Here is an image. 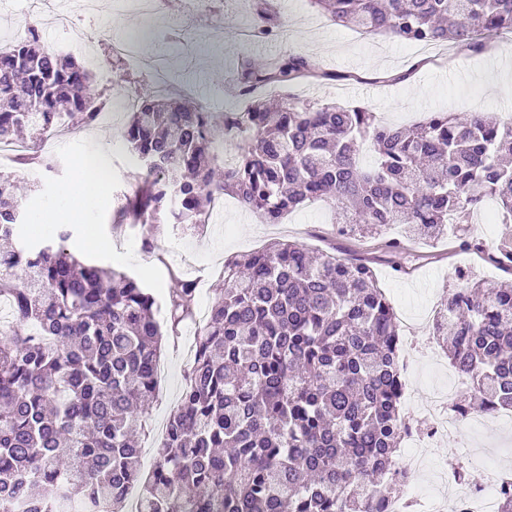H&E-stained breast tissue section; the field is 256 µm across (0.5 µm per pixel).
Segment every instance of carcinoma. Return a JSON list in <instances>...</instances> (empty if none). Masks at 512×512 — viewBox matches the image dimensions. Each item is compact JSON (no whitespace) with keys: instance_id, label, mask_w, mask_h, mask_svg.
Listing matches in <instances>:
<instances>
[{"instance_id":"1","label":"carcinoma","mask_w":512,"mask_h":512,"mask_svg":"<svg viewBox=\"0 0 512 512\" xmlns=\"http://www.w3.org/2000/svg\"><path fill=\"white\" fill-rule=\"evenodd\" d=\"M310 2L338 25L410 43L479 53L512 33V0ZM278 29L267 10L256 13L255 37ZM352 78L293 53L260 67L241 60L234 86L246 106L222 120L224 139L241 143L228 162L212 152L213 113L151 91L122 130L143 181L118 221L139 222L150 248L160 225H195L224 195L268 224L323 200L338 223L383 236L391 253L401 241L388 228L438 241L486 198L512 222V118L434 112L388 126L363 104L285 93L274 109L261 94ZM105 105L94 72L45 47L35 25L0 54V138L89 127ZM27 220L1 172L0 240L13 246L0 251V301L16 323L0 324V512H371L378 495L399 492L400 329L373 258L278 240L225 259L224 292L196 332L187 383L144 477L137 435L157 389V300L127 272L67 252L65 229L39 246L21 242ZM491 261L512 275V238ZM195 303L194 284L170 290L171 335ZM433 335L468 383L459 412L512 408L511 283L448 290Z\"/></svg>"}]
</instances>
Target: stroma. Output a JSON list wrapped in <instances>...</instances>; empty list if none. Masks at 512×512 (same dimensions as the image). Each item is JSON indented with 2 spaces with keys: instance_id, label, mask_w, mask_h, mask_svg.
<instances>
[{
  "instance_id": "stroma-1",
  "label": "stroma",
  "mask_w": 512,
  "mask_h": 512,
  "mask_svg": "<svg viewBox=\"0 0 512 512\" xmlns=\"http://www.w3.org/2000/svg\"><path fill=\"white\" fill-rule=\"evenodd\" d=\"M269 2L284 25L287 42L242 39L240 32L259 9V0H203L193 11L186 0H164L156 15L141 14L122 0H100L84 32L62 29L54 22L55 14L80 10L84 0H48L39 8L33 0H0V45L23 36L26 25L37 24L46 46L92 62L98 89L111 102L142 95L153 86L151 73L127 68L112 53L113 42L131 39L144 54L166 57L170 79L217 114L238 105L231 94L237 57L255 60L300 53L316 68L338 75L334 81L295 87V95L304 100H362L378 118L399 126L432 112L512 115V93L505 87L512 74L500 65L505 57H512L511 47L502 44L475 55L447 44H408L334 24L311 7L309 0ZM347 73L360 75V82L344 81ZM126 116L121 109L113 112L111 122L55 135L48 148L55 160L52 171L24 160L8 166V174L24 189L22 202L32 215L19 228L24 241L47 242L59 226H67L69 252L103 267L126 270L159 300H166L178 281L194 283L199 319L207 317L224 287L225 258L273 240L295 241L311 249H325L336 242L331 232L334 214L328 206L308 205L282 223L264 224L228 197L223 209L212 212L207 223L195 229L161 225L152 247L143 248L141 227L118 226L113 221L141 173L121 135ZM96 152L106 156L109 186L97 207L81 211L64 194L77 181L78 161ZM89 235L100 240V247L80 249V241ZM375 270L397 314L404 343L415 346L407 382L415 402L424 404L455 376L447 360L434 358L425 345L435 307L441 305L448 289L478 276L500 281L504 274L486 256L458 252L450 236L435 243L405 240L402 253L387 256ZM194 336L195 326L190 323L179 335L163 340L158 391L148 406L147 431L140 438L143 473L152 470V450L162 439L191 368ZM434 454L462 464L477 454L506 461L512 459V430L494 424L467 429L456 440L438 445Z\"/></svg>"
}]
</instances>
